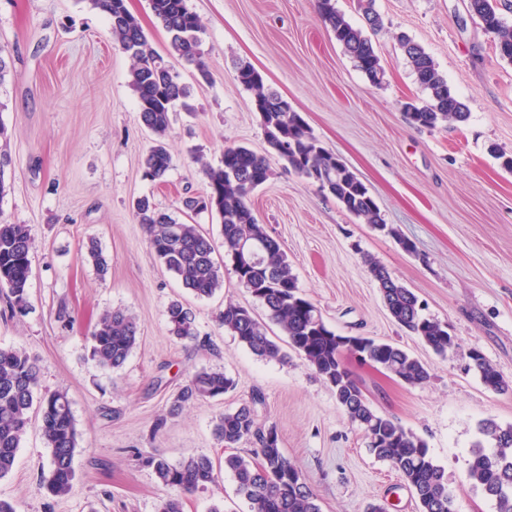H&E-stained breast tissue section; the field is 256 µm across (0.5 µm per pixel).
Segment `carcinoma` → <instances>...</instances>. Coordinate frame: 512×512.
<instances>
[{
	"label": "carcinoma",
	"mask_w": 512,
	"mask_h": 512,
	"mask_svg": "<svg viewBox=\"0 0 512 512\" xmlns=\"http://www.w3.org/2000/svg\"><path fill=\"white\" fill-rule=\"evenodd\" d=\"M93 8L106 14L115 45L133 60L131 86L137 94L141 123L154 135V145L144 157L145 176L162 182L173 167L165 146L170 112L176 102L188 96V88L171 59L195 65L199 77L210 74L201 62L203 28L188 0H150L151 10L170 37L169 53L154 50L139 21L126 6V0H90ZM369 28L383 26L375 0H359ZM470 16L478 19L485 35L499 56L512 62V26L504 12L512 9L507 0H468ZM319 19L328 25L336 41L375 87L384 83L385 70L371 40L336 9V0H317ZM399 47L416 75L427 100L404 102L408 122L419 128L434 129L445 122L467 119L466 105L440 73L431 55L406 35L398 37ZM236 78L254 92V105L260 113L269 147L298 176L310 177L318 189L334 196L349 213L364 223L389 234L394 230L383 223L380 209L365 184L335 154L325 149L304 118L288 100L264 87L261 75L249 64L237 66ZM207 182L203 195L183 199V208L192 213L216 212L221 218L224 255L233 263L239 282L267 309L291 347L328 383L351 422L369 440L371 452L389 462L415 493L420 512H454V498L448 490L444 470L428 453L426 442L393 418L379 414L364 396L350 371L340 362L344 342H354L361 360L368 361L408 385H419L428 378L427 368L398 345L367 336H342L327 328L316 306L304 298L295 275L278 241L257 221L251 204L252 192L266 183L272 170L268 159L245 146H229L217 166L202 165ZM140 223L146 225L148 244L166 269L199 298H210L224 286V271L214 258V246L195 224L179 221L161 210L148 197L136 202ZM255 242L256 263L244 268L236 259L237 248L245 240ZM34 240L28 225L0 222V288L8 292L10 311L25 309L32 273ZM87 255L100 275L109 262L98 243L91 239ZM368 271L377 282L392 318L418 337L437 355L445 356L455 347L448 327L421 315L418 299L384 265L365 258ZM170 335L178 339L199 337L193 313L179 301L166 311ZM224 331L234 336L253 354L283 360L286 354L268 336L264 324L251 311L237 304H226L219 314ZM140 338L137 319L117 308L100 315L90 336V357L105 369L121 368ZM470 359L483 385L493 391L509 388L502 375L477 350ZM41 368L26 349L0 346V479L14 469L21 443L27 433L33 405H38L49 465L40 486L50 497L70 494L74 487V456L79 432L68 396L63 391L40 389ZM235 388L234 380L220 370H196L174 395L166 412L175 416L187 404L215 398ZM258 397L222 414L214 426L216 438L233 452L224 455V470L236 482L237 493L246 499L250 512H320L316 496L302 473L279 446L274 427L257 422ZM480 432L492 444L486 453L482 442L474 445L467 470L469 485L495 501L497 512H512V425L502 427L486 420ZM252 443L255 448L242 455L234 448ZM157 479L171 490L158 512H183V497L203 491L215 483L214 465L207 455H190L172 463L161 454L148 459Z\"/></svg>",
	"instance_id": "obj_1"
}]
</instances>
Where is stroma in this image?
<instances>
[{"label":"stroma","instance_id":"obj_1","mask_svg":"<svg viewBox=\"0 0 512 512\" xmlns=\"http://www.w3.org/2000/svg\"><path fill=\"white\" fill-rule=\"evenodd\" d=\"M204 28L202 59L174 66L190 85L189 107L175 106L166 142L173 167L165 184L145 178L152 134L141 124L130 85L132 61L114 45L105 14L89 0H0V44L12 73L0 90L9 134L8 192L0 219L29 225L34 239L29 303L5 313L0 345L25 348L41 367V384L67 393L81 433L70 495L46 498L39 486L49 451L32 421L0 498L17 512H157L169 494L146 459L211 457L216 481L185 496L183 512H248L224 469L217 418L261 396L260 423L306 477L321 512H418L391 464L377 459L363 431L340 408L330 386L297 353L287 361L257 357L224 332L225 303L250 308L279 345L287 338L243 288L232 263L224 286L199 298L169 273L149 247L133 209L151 197L178 213L185 194L207 190L202 163L219 164L225 147L245 145L269 157L271 178L251 195L255 216L277 240L300 292L341 335L398 344L429 369L410 386L354 355L344 362L373 408L425 440L454 495L455 512H495L467 482L481 422L512 424V173L490 145L512 152V63L499 57L464 0H375L384 25L371 33L386 71L372 86L315 12V0H188ZM408 35L435 60L469 117L434 129L410 125L402 105L426 101L397 38ZM250 63L265 87L288 99L321 144L353 170L375 199L388 232L348 213L330 194L286 168L268 146L252 91L235 79ZM96 238L110 262L99 275L86 245ZM413 251H405L401 240ZM380 261L418 297L426 317L447 324L456 346L435 354L389 315L365 263ZM181 300L196 316L209 349L171 336L166 310ZM119 307L133 314L140 338L114 371L89 357L98 316ZM480 351L509 388L487 389L469 367ZM224 371L236 383L175 417L165 412L197 369Z\"/></svg>","mask_w":512,"mask_h":512}]
</instances>
